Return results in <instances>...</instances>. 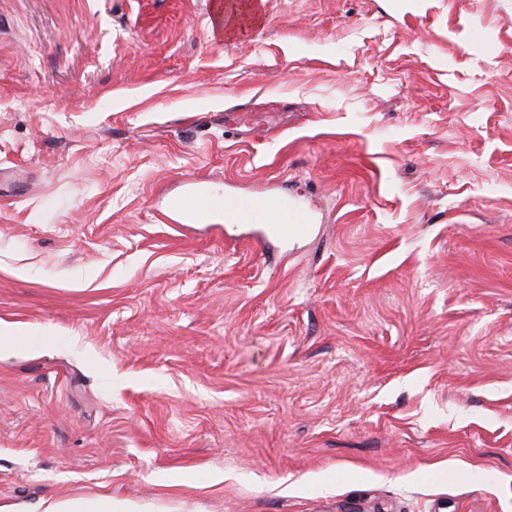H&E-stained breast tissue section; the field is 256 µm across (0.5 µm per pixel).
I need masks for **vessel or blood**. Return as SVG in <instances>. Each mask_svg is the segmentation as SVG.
Segmentation results:
<instances>
[{"label": "vessel or blood", "mask_w": 512, "mask_h": 512, "mask_svg": "<svg viewBox=\"0 0 512 512\" xmlns=\"http://www.w3.org/2000/svg\"><path fill=\"white\" fill-rule=\"evenodd\" d=\"M208 195L204 180L188 182L184 190L168 201L170 220L179 224L201 223ZM224 211L233 216L235 223L249 226L253 239L262 242L274 239L286 243L305 239L312 234L315 224L312 214L264 192L246 197H225Z\"/></svg>", "instance_id": "vessel-or-blood-1"}]
</instances>
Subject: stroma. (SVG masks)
<instances>
[{
	"instance_id": "obj_1",
	"label": "stroma",
	"mask_w": 512,
	"mask_h": 512,
	"mask_svg": "<svg viewBox=\"0 0 512 512\" xmlns=\"http://www.w3.org/2000/svg\"><path fill=\"white\" fill-rule=\"evenodd\" d=\"M213 8L0 0V504L512 512V0ZM208 195L209 189L204 180L195 179L188 182L184 190L170 197L169 219L177 224H218L201 218ZM224 212L234 217L233 224H244L252 230L250 240L266 243L269 239L288 244L290 240H303L314 229L315 217L293 205L277 201L264 192L247 197H224ZM36 512H149L148 507L139 506L112 495L93 494L78 497L41 500Z\"/></svg>"
}]
</instances>
